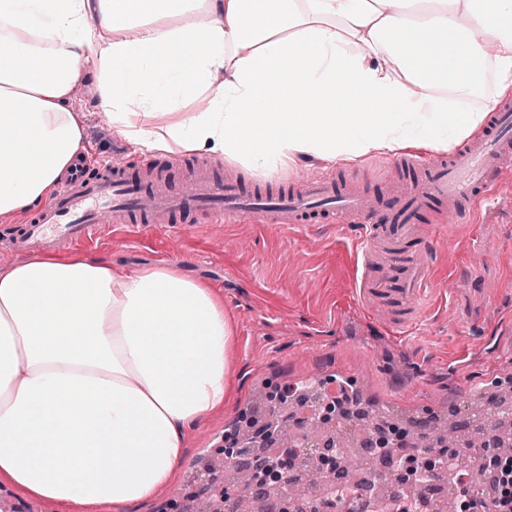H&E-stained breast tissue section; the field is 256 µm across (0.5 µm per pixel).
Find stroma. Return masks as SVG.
I'll list each match as a JSON object with an SVG mask.
<instances>
[{"mask_svg":"<svg viewBox=\"0 0 512 512\" xmlns=\"http://www.w3.org/2000/svg\"><path fill=\"white\" fill-rule=\"evenodd\" d=\"M82 107L85 156L122 152L141 160L98 104L91 78L73 86ZM395 159L378 153L338 165L310 159L281 172V188L321 173L365 188L378 210L393 204L382 171ZM425 214L434 238L415 257L428 270L427 299L417 322L394 330L361 302L355 288L356 231L339 224H189L156 229L120 224L83 246V254L133 273L175 265L224 299L235 330L232 377L222 411L185 435L176 483L158 489L131 512H170L177 497L210 486L203 471L224 445L225 430L242 417L268 416L277 385L312 376L317 383L347 379L372 403L387 404L420 422H432L449 404L474 393L512 387V173L492 200L466 207L454 224Z\"/></svg>","mask_w":512,"mask_h":512,"instance_id":"obj_1","label":"stroma"}]
</instances>
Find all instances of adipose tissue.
<instances>
[{
  "mask_svg": "<svg viewBox=\"0 0 512 512\" xmlns=\"http://www.w3.org/2000/svg\"><path fill=\"white\" fill-rule=\"evenodd\" d=\"M83 74L133 147L268 178L447 152L512 90V0H0V215L77 161ZM233 343L223 297L167 265L54 252L0 271V487L129 512L223 408Z\"/></svg>",
  "mask_w": 512,
  "mask_h": 512,
  "instance_id": "1",
  "label": "adipose tissue"
}]
</instances>
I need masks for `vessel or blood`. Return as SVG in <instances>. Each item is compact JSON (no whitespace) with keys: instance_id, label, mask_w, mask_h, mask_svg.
<instances>
[{"instance_id":"b4317fda","label":"vessel or blood","mask_w":512,"mask_h":512,"mask_svg":"<svg viewBox=\"0 0 512 512\" xmlns=\"http://www.w3.org/2000/svg\"><path fill=\"white\" fill-rule=\"evenodd\" d=\"M174 161L141 162L135 175L104 161L96 174L76 171L7 239L12 251L58 249L105 235L111 224H152L167 228L203 216L212 223H237L245 214L266 224H314L327 220L361 228V301L382 309L392 328L411 325L420 314L428 273L414 258L424 235V215L437 208L439 221L456 223L462 203L493 198L504 172L512 170V100L503 99L491 114L486 132L445 157L420 163L401 159L398 176L387 191L398 208L380 212L366 191L335 176L303 181L287 190L249 186L232 174L217 176V164L187 163L190 183L178 191Z\"/></svg>"}]
</instances>
